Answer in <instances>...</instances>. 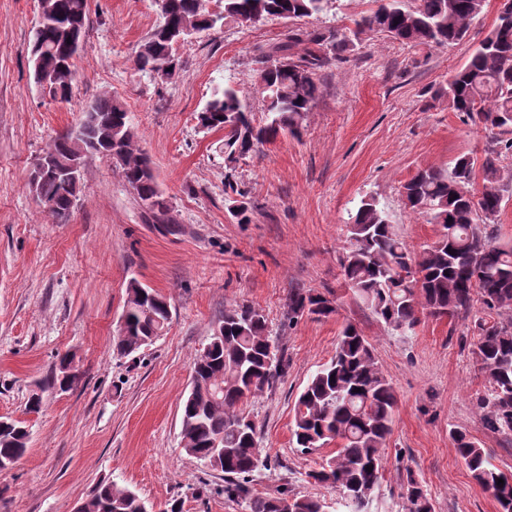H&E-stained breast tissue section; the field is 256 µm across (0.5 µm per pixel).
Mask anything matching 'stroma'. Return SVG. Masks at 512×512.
Here are the masks:
<instances>
[{"mask_svg":"<svg viewBox=\"0 0 512 512\" xmlns=\"http://www.w3.org/2000/svg\"><path fill=\"white\" fill-rule=\"evenodd\" d=\"M500 3L486 0L457 44L411 46L371 33L319 69L320 94L300 135L278 136L238 164L235 179L253 207L250 223L240 224L224 195L223 135L201 131L197 112L214 87L229 82L249 97L255 122H264L253 95L259 49L297 27L345 29L376 9V0H333L325 13L295 23L225 22L177 45L178 73L169 81L134 65L159 19L153 0H89L64 103L33 80L37 0H0V416L30 430L23 459L0 472V512H73L103 481L157 504L179 500L182 512H242L221 492L223 473L186 453L180 419L195 355L225 310L242 303L263 312L289 360L272 389L247 404L260 448L278 461L253 476L254 493L287 483L325 501L327 512H344L335 491L309 479L321 456L297 451L292 426L298 395L330 361L350 321L398 397L370 512H403L410 473L424 482L434 512H497L450 437L468 433L512 474V437L487 431L474 404L485 380L467 321L425 318L403 335L388 330L346 289L337 258L348 215L365 197L389 211L411 251L435 240V225L408 207L401 186L422 168L447 169L463 155L483 160L492 131L462 122L435 91L470 60ZM104 95L131 113L177 231L149 220L106 157L88 165L65 223L31 192V172L51 140ZM133 279L167 296L172 319L155 342L122 357L113 337ZM294 288L332 291L337 315L287 323ZM64 352L79 383L45 394L39 412H30L29 395Z\"/></svg>","mask_w":512,"mask_h":512,"instance_id":"1","label":"stroma"}]
</instances>
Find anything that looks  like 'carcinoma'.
<instances>
[{
    "mask_svg": "<svg viewBox=\"0 0 512 512\" xmlns=\"http://www.w3.org/2000/svg\"><path fill=\"white\" fill-rule=\"evenodd\" d=\"M331 0H224V9L209 11L207 0H161L159 22L138 46L134 63L144 75L161 80L177 74L175 42L170 33L188 23L203 30L225 21L256 26L270 18L301 19L322 14ZM378 7L346 30L301 31L268 50H259L256 89L264 103L265 122H254L250 104L231 84L215 87L197 114L206 132H224V195L241 196L230 206L240 224L250 221L249 203L233 182L236 165L258 147L287 131L300 133L304 115L319 96L317 71L362 36L385 34L412 46L445 47L466 36L484 0H377ZM46 18L29 37L34 74L48 82L50 99L68 101L72 61L83 47L87 0H38ZM77 36L78 43H68ZM465 121L479 122L501 134L482 162V186L473 189L474 162L457 158L451 169L430 167L402 185L408 206L438 226L436 239L414 255L387 212L364 199L347 220V246L339 259L341 275L355 299L386 327L405 334L422 318L470 320L476 338L473 354L488 393L477 394L486 430L512 435V246L496 242L488 227L496 223L512 182H504L499 160L512 155V0L503 4L493 29L469 62L436 91ZM82 143L90 157L112 159L124 183L153 222L165 223L170 211L149 158L125 104L103 96L88 107ZM79 149L70 131L57 135L43 157L55 172L35 188V195L56 221L67 220L81 181L65 176ZM127 327L114 338L122 355H131L159 337L171 320L166 298L133 280L127 288ZM336 301L315 291L288 294V319L328 318ZM288 369L277 353L264 315L249 304L224 311L218 332L197 356L195 388L182 403L181 436L188 455L224 473L225 497L242 502L244 512H324L323 503L283 485L258 495L249 488L253 473L270 467L262 456L257 426L246 411L249 399L271 388ZM79 377L63 368L51 372L41 390L71 389ZM398 399L383 374L372 345L356 325L346 324L330 363L313 372L294 408L292 436L302 454H314L336 442V455L308 473L317 484L335 489L346 512H368L385 467ZM30 433L20 424L0 428V470L19 461ZM224 441V456L213 460V441ZM456 455L472 479L489 491L498 512H512V477L491 467L477 441L461 431L451 433ZM504 484H497V479ZM402 498L405 512H434L422 481L407 473ZM84 512H151L139 495L113 482L100 484L85 501Z\"/></svg>",
    "mask_w": 512,
    "mask_h": 512,
    "instance_id": "1",
    "label": "carcinoma"
}]
</instances>
